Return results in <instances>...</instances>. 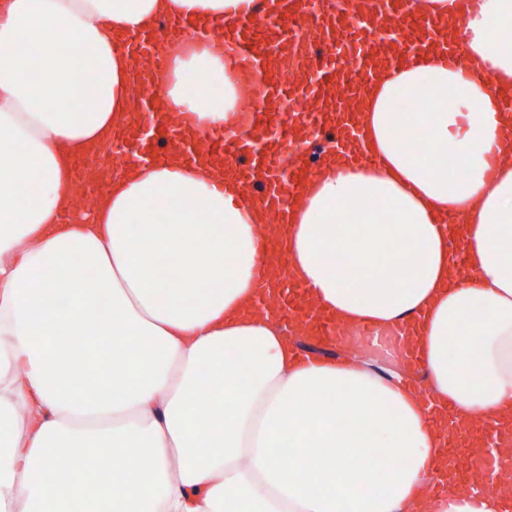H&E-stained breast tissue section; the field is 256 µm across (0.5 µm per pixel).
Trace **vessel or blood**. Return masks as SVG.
<instances>
[{"label": "vessel or blood", "mask_w": 512, "mask_h": 512, "mask_svg": "<svg viewBox=\"0 0 512 512\" xmlns=\"http://www.w3.org/2000/svg\"><path fill=\"white\" fill-rule=\"evenodd\" d=\"M315 21L325 32L322 51L308 58L317 70L316 82L288 83L280 74V62L294 44L307 21ZM233 42L226 54L229 66L249 80L252 97L261 107L240 112L235 127L217 132H201L189 113L173 114L156 77L169 67L167 47L188 41H211L212 37ZM139 64L140 93L137 127L151 126L158 143L166 147V157L180 162L202 161L239 179L255 203L270 213L277 227L288 223V207L308 192L320 178L349 170V149L359 136L353 121L357 103L367 94L377 73L402 56H416L430 49L442 51L449 63L461 61L462 37H444L426 15L408 7L406 0H358L353 14H337L334 0H253V12L234 29L200 27L182 19L158 22L152 30L133 35ZM306 103L303 112L279 108L285 97ZM342 130L344 139L336 148L337 164L310 161L306 141L297 138L298 127ZM275 127L280 136L274 147L249 158V147L266 128ZM291 156L287 178L276 171L282 153ZM285 259L260 253L255 262L257 283L282 279ZM283 309L307 323L323 344H340L345 336L335 319L325 315L310 301L307 288L294 285ZM364 341L376 349L402 354L398 337L371 325L360 328Z\"/></svg>", "instance_id": "vessel-or-blood-1"}]
</instances>
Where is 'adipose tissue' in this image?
I'll return each mask as SVG.
<instances>
[{
  "label": "adipose tissue",
  "instance_id": "adipose-tissue-1",
  "mask_svg": "<svg viewBox=\"0 0 512 512\" xmlns=\"http://www.w3.org/2000/svg\"><path fill=\"white\" fill-rule=\"evenodd\" d=\"M250 2L7 0L0 417L19 425L0 438V512H501L467 483L430 487L445 452L436 408L474 427L512 416V155L495 151L512 128L496 90L512 80V0L458 17L461 64L428 52L381 73L364 161L319 181L276 240L243 185L200 163L128 168L83 222L61 221L73 161L111 140L132 99L118 34L167 14L230 26ZM163 83L203 131L239 108L206 46L176 55ZM67 85L82 111L56 105ZM449 212L467 226L457 277L438 222ZM265 245L346 325L420 320L423 388L376 358L299 363L271 316L247 312ZM86 319L90 338L52 341Z\"/></svg>",
  "mask_w": 512,
  "mask_h": 512
}]
</instances>
